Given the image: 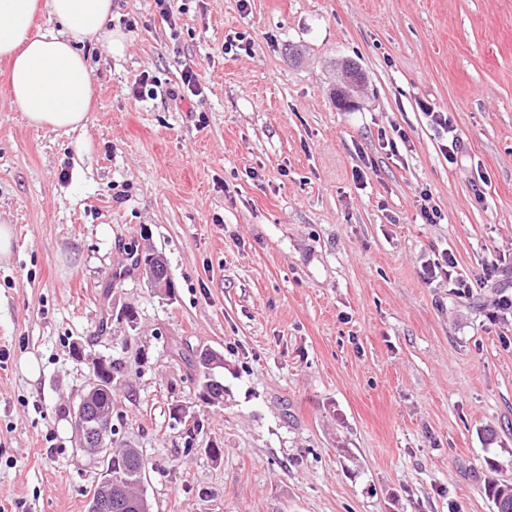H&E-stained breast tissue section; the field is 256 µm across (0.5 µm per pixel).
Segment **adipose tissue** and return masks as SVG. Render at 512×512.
<instances>
[{"mask_svg":"<svg viewBox=\"0 0 512 512\" xmlns=\"http://www.w3.org/2000/svg\"><path fill=\"white\" fill-rule=\"evenodd\" d=\"M114 0H0V57L10 60L9 95L28 124L70 133L85 128L95 94L81 48L111 38ZM48 12L59 32L33 33Z\"/></svg>","mask_w":512,"mask_h":512,"instance_id":"1","label":"adipose tissue"}]
</instances>
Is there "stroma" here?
<instances>
[{
  "mask_svg": "<svg viewBox=\"0 0 512 512\" xmlns=\"http://www.w3.org/2000/svg\"><path fill=\"white\" fill-rule=\"evenodd\" d=\"M110 26L122 41L87 48L95 100L69 134L27 124L0 60V221L15 230L0 512H87L101 467L64 410L98 356L118 368L114 439L147 459L152 512H497L484 487L512 482V314L496 312L512 295V0H187L173 30L153 0H114ZM238 33L252 51L225 53ZM347 61L364 75L349 111ZM187 67L203 86L190 102L171 95ZM143 74L156 86L138 99ZM424 103L452 118L456 162ZM395 126L408 143L393 154ZM133 244L162 256L171 293L123 269ZM446 252L470 294L424 281ZM201 349L224 356L215 406L183 358Z\"/></svg>",
  "mask_w": 512,
  "mask_h": 512,
  "instance_id": "obj_1",
  "label": "stroma"
}]
</instances>
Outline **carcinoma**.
Wrapping results in <instances>:
<instances>
[{"instance_id": "obj_1", "label": "carcinoma", "mask_w": 512, "mask_h": 512, "mask_svg": "<svg viewBox=\"0 0 512 512\" xmlns=\"http://www.w3.org/2000/svg\"><path fill=\"white\" fill-rule=\"evenodd\" d=\"M216 357L220 358L222 354L209 351L205 355H197V363L201 367L199 398L207 404L210 403V393L215 389L210 383L207 363ZM97 378L100 386L91 401L96 408L104 409L112 405V383L116 379L112 360L101 359ZM101 447L105 448L104 455L99 458L102 471L111 473L121 482V487L112 493V512H148L151 506L142 488V474L147 472L148 462L142 453L128 446L116 447L110 438L101 441ZM484 492L493 502L501 504L499 512H512V484L491 480L485 485Z\"/></svg>"}]
</instances>
